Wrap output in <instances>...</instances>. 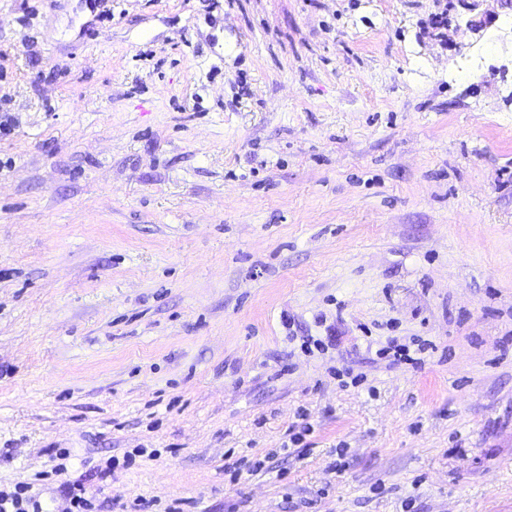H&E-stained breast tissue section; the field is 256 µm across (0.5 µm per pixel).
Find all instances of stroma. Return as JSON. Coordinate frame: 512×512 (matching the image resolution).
<instances>
[{
  "instance_id": "obj_1",
  "label": "stroma",
  "mask_w": 512,
  "mask_h": 512,
  "mask_svg": "<svg viewBox=\"0 0 512 512\" xmlns=\"http://www.w3.org/2000/svg\"><path fill=\"white\" fill-rule=\"evenodd\" d=\"M507 13L0 0V484L512 512Z\"/></svg>"
}]
</instances>
